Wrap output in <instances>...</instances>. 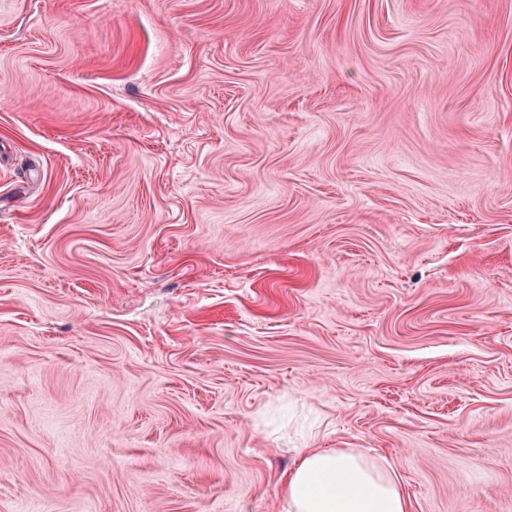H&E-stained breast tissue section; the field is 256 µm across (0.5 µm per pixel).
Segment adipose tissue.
Returning a JSON list of instances; mask_svg holds the SVG:
<instances>
[{"label": "adipose tissue", "instance_id": "ef3b65f1", "mask_svg": "<svg viewBox=\"0 0 512 512\" xmlns=\"http://www.w3.org/2000/svg\"><path fill=\"white\" fill-rule=\"evenodd\" d=\"M288 512H409L390 465L352 448H302L286 475Z\"/></svg>", "mask_w": 512, "mask_h": 512}]
</instances>
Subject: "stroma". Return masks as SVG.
I'll use <instances>...</instances> for the list:
<instances>
[{"label": "stroma", "mask_w": 512, "mask_h": 512, "mask_svg": "<svg viewBox=\"0 0 512 512\" xmlns=\"http://www.w3.org/2000/svg\"><path fill=\"white\" fill-rule=\"evenodd\" d=\"M298 448L512 512V0H0V512Z\"/></svg>", "instance_id": "35a3bbf8"}]
</instances>
